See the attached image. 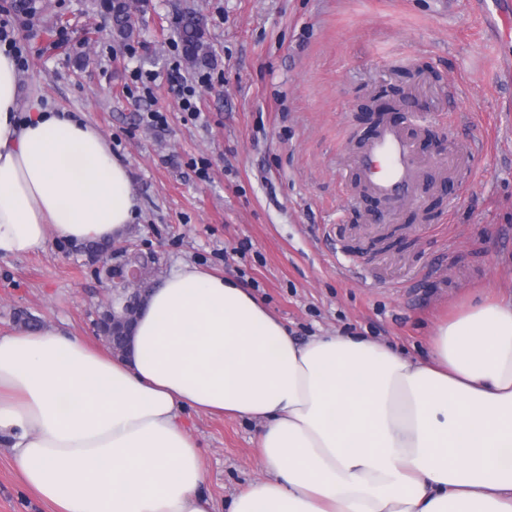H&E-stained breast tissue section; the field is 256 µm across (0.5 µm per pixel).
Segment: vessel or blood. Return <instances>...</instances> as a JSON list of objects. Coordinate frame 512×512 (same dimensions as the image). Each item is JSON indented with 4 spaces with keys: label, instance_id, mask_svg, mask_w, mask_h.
<instances>
[{
    "label": "vessel or blood",
    "instance_id": "b4317fda",
    "mask_svg": "<svg viewBox=\"0 0 512 512\" xmlns=\"http://www.w3.org/2000/svg\"><path fill=\"white\" fill-rule=\"evenodd\" d=\"M355 170L370 193L389 209L415 200L419 159L413 139L402 122L385 121L362 146L354 159Z\"/></svg>",
    "mask_w": 512,
    "mask_h": 512
}]
</instances>
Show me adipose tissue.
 <instances>
[{
	"label": "adipose tissue",
	"instance_id": "adipose-tissue-1",
	"mask_svg": "<svg viewBox=\"0 0 512 512\" xmlns=\"http://www.w3.org/2000/svg\"><path fill=\"white\" fill-rule=\"evenodd\" d=\"M138 205L103 135L25 102L0 44V258L123 239ZM188 409L260 425L266 476L230 512H512V300L440 322L415 364L364 337L299 342L234 279L183 263L123 356L63 329L0 335V444L53 512H216Z\"/></svg>",
	"mask_w": 512,
	"mask_h": 512
}]
</instances>
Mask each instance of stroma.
<instances>
[{
    "instance_id": "1",
    "label": "stroma",
    "mask_w": 512,
    "mask_h": 512,
    "mask_svg": "<svg viewBox=\"0 0 512 512\" xmlns=\"http://www.w3.org/2000/svg\"><path fill=\"white\" fill-rule=\"evenodd\" d=\"M17 46L25 100L76 112L128 166L140 214L127 245L159 274L191 262L237 279L299 340L341 332L429 354L434 326L486 295L512 294V40L465 0H144L131 43L101 0H33ZM199 12L212 49L200 118L168 81L187 80L177 20ZM155 76L141 96L132 71ZM402 88L418 109L414 141L431 185L418 204L373 223L355 181L365 98ZM166 123L148 127V111ZM438 147L426 144L429 133ZM483 145L478 160L458 143ZM207 160L208 181L191 163ZM109 296L88 243L49 242L0 259V334L21 315L93 348ZM205 465L202 490L229 512L262 479L255 422L185 411ZM0 512H49L0 447Z\"/></svg>"
}]
</instances>
